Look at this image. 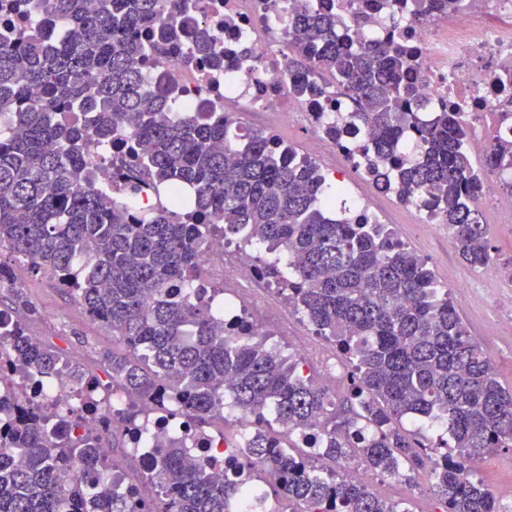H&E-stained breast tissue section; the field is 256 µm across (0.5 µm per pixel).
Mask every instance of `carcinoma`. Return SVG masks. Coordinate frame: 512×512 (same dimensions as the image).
I'll return each instance as SVG.
<instances>
[{"instance_id": "obj_1", "label": "carcinoma", "mask_w": 512, "mask_h": 512, "mask_svg": "<svg viewBox=\"0 0 512 512\" xmlns=\"http://www.w3.org/2000/svg\"><path fill=\"white\" fill-rule=\"evenodd\" d=\"M29 24L0 27V251L56 282L124 345L105 352L106 392L126 400L101 433L29 407L8 413L0 432V512H134L125 471L102 451L133 445L130 426L149 409L183 416L199 429L250 427L237 460L218 480L213 464L181 440L145 448L141 481L153 495L140 512H238L273 499L292 512H410L341 477L353 459L412 484L431 464L441 512H501L499 500L467 473V462L512 447V390L471 340L448 289L428 260L390 224L337 209L345 188L294 148L261 130L240 132L222 112H189L176 87H145L143 62L178 51L171 0H28ZM461 0H417L413 18L456 11ZM53 17L62 40L34 30ZM335 14L303 6L288 20L291 65L347 91L356 110L331 118L327 135L359 134L363 175L399 200L445 220L472 269L498 255L477 204L486 172L507 156L501 139L473 163L455 110L421 113L429 98L407 81L410 58L395 42L354 46L339 38ZM208 35L182 57L187 66L223 64ZM97 75L95 82L89 74ZM418 137L410 138L411 131ZM118 150L113 185L91 177ZM246 238L281 251L287 267L256 257L257 269L336 346L348 396L321 388L300 361L266 347L246 311L210 284L203 255L214 239ZM8 353L46 380L64 351L8 332ZM67 374L76 395L94 376ZM404 419L437 421L448 444L402 431Z\"/></svg>"}]
</instances>
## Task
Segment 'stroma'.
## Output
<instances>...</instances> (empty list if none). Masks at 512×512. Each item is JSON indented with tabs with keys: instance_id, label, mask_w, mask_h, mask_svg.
<instances>
[{
	"instance_id": "stroma-1",
	"label": "stroma",
	"mask_w": 512,
	"mask_h": 512,
	"mask_svg": "<svg viewBox=\"0 0 512 512\" xmlns=\"http://www.w3.org/2000/svg\"><path fill=\"white\" fill-rule=\"evenodd\" d=\"M399 238L428 259L439 281L448 278L470 281L471 292L449 288L448 296L462 318L470 338L487 354L493 369L505 387L512 388V336L497 332L502 316L512 314V291L504 283L490 277L488 271L474 270L461 262L454 252L445 226L434 225L430 234H415L412 225L399 224ZM20 289L38 308V316L11 301L13 289ZM0 309L26 325L30 335L69 352H79V363L94 373H101V353L111 350L112 332L92 321L83 308L65 297L51 281L28 274L15 280L14 288H0ZM246 311L261 326L268 344L291 351L294 335H310L309 326L300 315L292 317V332L284 334L277 313L246 303ZM479 478L497 498L512 495V448H496L484 456V468ZM429 469L419 472L416 484L385 480L380 492L387 501L406 503L410 512H432L435 501L430 492Z\"/></svg>"
}]
</instances>
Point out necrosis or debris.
Instances as JSON below:
<instances>
[{"label": "necrosis or debris", "instance_id": "4bbe7bcc", "mask_svg": "<svg viewBox=\"0 0 512 512\" xmlns=\"http://www.w3.org/2000/svg\"><path fill=\"white\" fill-rule=\"evenodd\" d=\"M299 6L300 0H206L194 21L178 23L180 42L191 45L197 30H208L224 52V69L186 67L167 55L148 68L146 77L163 76L195 92L198 110L259 113L270 134L306 123L311 134L302 145L303 157L330 172L351 169L354 140L336 141L324 130L329 116L351 111L350 98L315 79L308 94L295 99L293 86L302 74L293 70L286 50L288 28L266 25L268 17L288 15ZM313 6L343 17L353 42L403 37L415 60L409 80L425 88L434 111L460 112L476 159H483L497 138L512 141V0H475L468 12L438 15L423 24L411 21L413 0H313ZM230 73L239 82L233 89L225 82ZM478 203L512 230V165L486 177ZM226 250L223 241H214L205 258L210 279L231 283L240 296L264 308H278V295L256 271L252 255L242 251L229 260ZM294 351L318 368L323 386L333 388L342 381L335 348L300 336ZM69 389L63 372L37 389L14 372L0 374V397L15 409L35 402L43 412L65 416Z\"/></svg>", "mask_w": 512, "mask_h": 512}]
</instances>
